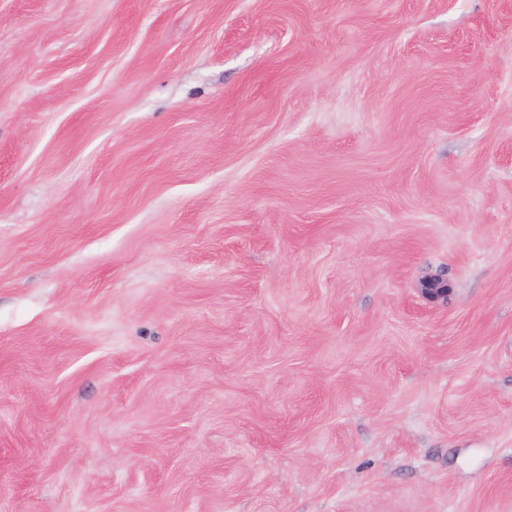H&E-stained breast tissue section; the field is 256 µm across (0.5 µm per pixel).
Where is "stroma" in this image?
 I'll use <instances>...</instances> for the list:
<instances>
[{
    "label": "stroma",
    "instance_id": "35a3bbf8",
    "mask_svg": "<svg viewBox=\"0 0 512 512\" xmlns=\"http://www.w3.org/2000/svg\"><path fill=\"white\" fill-rule=\"evenodd\" d=\"M0 512H512V0H0Z\"/></svg>",
    "mask_w": 512,
    "mask_h": 512
}]
</instances>
